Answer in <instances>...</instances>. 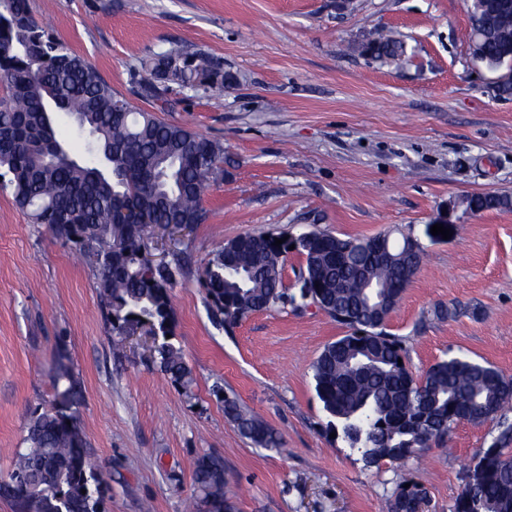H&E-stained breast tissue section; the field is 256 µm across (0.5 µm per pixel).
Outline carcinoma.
Returning <instances> with one entry per match:
<instances>
[{
    "label": "carcinoma",
    "instance_id": "carcinoma-1",
    "mask_svg": "<svg viewBox=\"0 0 512 512\" xmlns=\"http://www.w3.org/2000/svg\"><path fill=\"white\" fill-rule=\"evenodd\" d=\"M468 38L480 45V61L493 72L512 70V5L488 15L481 0H465ZM364 45L382 62L405 58V44L391 30L368 33ZM0 192L11 196L31 223L40 224L85 258L112 328L113 349L123 348L127 326L154 330L160 370L186 394L196 377L173 334L169 290L184 274L180 259L151 265L145 257L153 229L192 226L207 218L203 196L222 172L224 146L217 140L151 111L135 110L85 58L70 52L31 14L29 0H0ZM208 83L224 89L210 59L174 44L157 55L138 81L143 96L167 104L173 85ZM69 115L91 136V163L62 149L57 124ZM472 213L512 207L511 196L471 195ZM275 233H250L224 243L206 262L200 284L209 313L232 326L247 316L296 303L283 287L289 246L305 257L301 275L311 288L301 299L320 305L350 333L328 344L314 361L315 391L349 448L368 464L402 462L444 440L461 422L485 423L512 404V377L479 361L451 357L420 380L406 364L402 341L385 331L423 260V248L407 234L341 239L313 229L280 245ZM56 406L34 411L28 447L16 455L0 497L12 512H104L106 482L83 443L77 424L62 425L74 376L54 366ZM224 416L260 448L278 450L280 437L240 402L224 397ZM512 428L476 453L454 512H512ZM196 512H236L225 492L224 460L198 457L193 473ZM427 491L415 481L401 487L388 512H416Z\"/></svg>",
    "mask_w": 512,
    "mask_h": 512
}]
</instances>
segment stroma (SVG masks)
<instances>
[{"mask_svg": "<svg viewBox=\"0 0 512 512\" xmlns=\"http://www.w3.org/2000/svg\"><path fill=\"white\" fill-rule=\"evenodd\" d=\"M29 0L36 20L93 63L113 90L151 109L138 79L170 45L210 57L223 89L175 87L167 121L224 145L204 223L154 258L183 252L170 289L175 341L193 368L176 387L139 329L112 351V330L91 269L74 248L31 224L0 193V477L11 471L34 408L54 399L66 356L76 384L66 413L107 479L105 512H190L200 455L224 459L237 512H387L407 479L427 490L423 512H453L466 467L512 424V409L460 423L406 463L366 466L331 438L312 364L347 334L309 305L215 323L199 275L244 233L341 238L414 236L423 263L386 330L420 377L466 356L512 376V208L471 213L466 195L512 196V96L474 60L464 0ZM391 28L401 65L364 55L365 33ZM446 218L452 236L428 232ZM450 309L434 317L436 307ZM237 397L273 427L281 451L256 447L224 416Z\"/></svg>", "mask_w": 512, "mask_h": 512, "instance_id": "35a3bbf8", "label": "stroma"}]
</instances>
